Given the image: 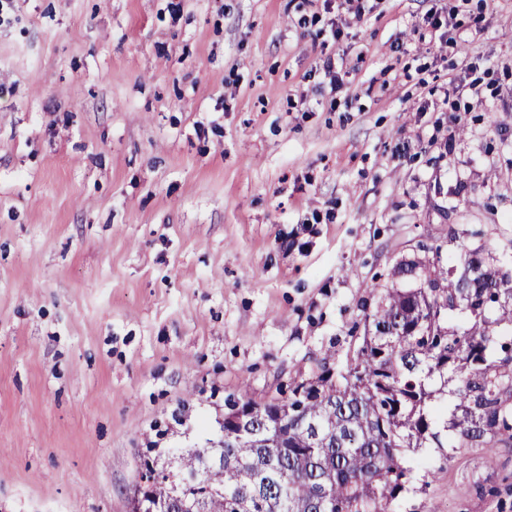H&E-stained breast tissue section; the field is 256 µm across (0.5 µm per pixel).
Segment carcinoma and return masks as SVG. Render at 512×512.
I'll return each mask as SVG.
<instances>
[{
  "instance_id": "1",
  "label": "carcinoma",
  "mask_w": 512,
  "mask_h": 512,
  "mask_svg": "<svg viewBox=\"0 0 512 512\" xmlns=\"http://www.w3.org/2000/svg\"><path fill=\"white\" fill-rule=\"evenodd\" d=\"M394 274L440 287L386 289L344 358L264 403L225 401L224 447L186 456L198 512H391L410 449L512 447V257L464 249ZM151 493L187 512L172 482Z\"/></svg>"
}]
</instances>
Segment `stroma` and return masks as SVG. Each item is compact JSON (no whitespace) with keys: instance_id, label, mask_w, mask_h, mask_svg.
I'll list each match as a JSON object with an SVG mask.
<instances>
[{"instance_id":"35a3bbf8","label":"stroma","mask_w":512,"mask_h":512,"mask_svg":"<svg viewBox=\"0 0 512 512\" xmlns=\"http://www.w3.org/2000/svg\"><path fill=\"white\" fill-rule=\"evenodd\" d=\"M358 3L0 0V512H127L397 264L512 255V0ZM407 456L395 512H512V447ZM158 476V471H153L148 475L145 474L144 480L136 487L129 499L128 512L166 511L164 503L149 504L148 506L146 504L148 487L153 484Z\"/></svg>"}]
</instances>
